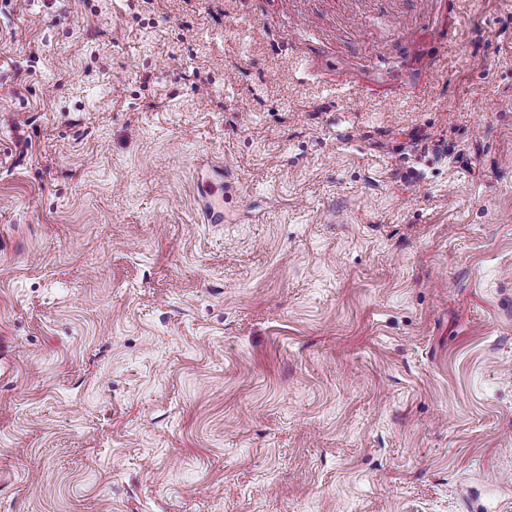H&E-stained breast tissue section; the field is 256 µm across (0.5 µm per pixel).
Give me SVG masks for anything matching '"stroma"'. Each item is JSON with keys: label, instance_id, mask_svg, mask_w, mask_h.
Here are the masks:
<instances>
[{"label": "stroma", "instance_id": "1", "mask_svg": "<svg viewBox=\"0 0 512 512\" xmlns=\"http://www.w3.org/2000/svg\"><path fill=\"white\" fill-rule=\"evenodd\" d=\"M0 336V512H512V0H0ZM202 196V212L204 223L220 224L224 221V190L223 181L205 179Z\"/></svg>", "mask_w": 512, "mask_h": 512}]
</instances>
